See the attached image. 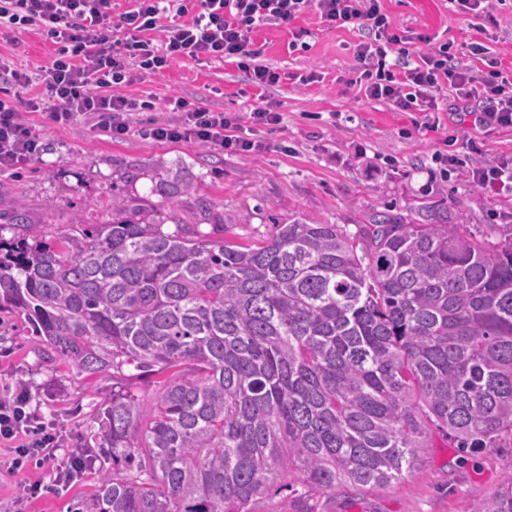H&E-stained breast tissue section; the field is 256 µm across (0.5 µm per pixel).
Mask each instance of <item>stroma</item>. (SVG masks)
I'll use <instances>...</instances> for the list:
<instances>
[{"instance_id":"35a3bbf8","label":"stroma","mask_w":512,"mask_h":512,"mask_svg":"<svg viewBox=\"0 0 512 512\" xmlns=\"http://www.w3.org/2000/svg\"><path fill=\"white\" fill-rule=\"evenodd\" d=\"M399 34L427 35L455 48L479 42L503 66L512 65V0H491L494 25L476 30L477 17L455 12L449 0H382ZM356 30L336 29L308 11L293 26L256 29L251 42L260 61L280 75L267 100L283 120L275 129L246 125V138L258 150L227 154L186 142H158L145 131L173 120L166 103L181 96L215 111H251L255 89L229 62L175 63L161 75L144 74L120 88V95L151 102L136 114L128 136L98 135L90 122L49 124L44 113H28L41 135L42 155L21 168L0 172V237L15 210L34 224H68L75 213L84 221L112 219V193L135 194L154 206L167 224H183L211 238L233 243L261 242L275 225L294 220L338 224L355 231L371 214L407 213L419 203L438 202L449 215L466 218L468 230L485 233L495 225L492 243L512 241V195L470 185L461 176L442 178L431 156L448 133L459 142L474 139L471 166L512 160V127L479 128L466 112L442 110L435 131L416 129L415 113L398 112L365 96L355 79L359 63ZM56 46L42 31L15 29L0 39V58L39 74L50 66ZM316 72L317 82L298 77ZM187 182L176 197L157 191L162 182ZM17 385L30 394V408L42 422L57 425L66 458L88 438L96 409L112 396V378H88L63 362L42 358V343L23 318L0 312V390ZM512 479V434L496 447L459 449L441 432L432 435L416 470L389 487L344 488L299 502L290 492L264 500L256 512H471L495 487ZM97 468L83 478L28 502L22 512H83L96 490Z\"/></svg>"}]
</instances>
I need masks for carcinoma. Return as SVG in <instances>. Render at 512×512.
I'll list each match as a JSON object with an SVG mask.
<instances>
[{
    "instance_id": "cac0c4a2",
    "label": "carcinoma",
    "mask_w": 512,
    "mask_h": 512,
    "mask_svg": "<svg viewBox=\"0 0 512 512\" xmlns=\"http://www.w3.org/2000/svg\"><path fill=\"white\" fill-rule=\"evenodd\" d=\"M423 203L350 233L295 220L237 244L112 197V222L18 214L0 231V309L43 358L112 373L85 512H256L385 487L432 431L459 448L512 432V242ZM153 375L155 391L131 388ZM472 512H512V483Z\"/></svg>"
}]
</instances>
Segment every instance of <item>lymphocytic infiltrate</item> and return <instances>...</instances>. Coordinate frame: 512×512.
<instances>
[{
	"instance_id": "1",
	"label": "lymphocytic infiltrate",
	"mask_w": 512,
	"mask_h": 512,
	"mask_svg": "<svg viewBox=\"0 0 512 512\" xmlns=\"http://www.w3.org/2000/svg\"><path fill=\"white\" fill-rule=\"evenodd\" d=\"M337 28L367 31L353 48L362 69L357 79L367 97L384 100L400 112L440 108V93L451 88L458 109L475 114L479 126L512 125V76L487 55L483 44L467 47L469 63L451 53L450 43L427 44L410 51L409 36L395 32L381 0H133L131 9L113 14L112 0H0V30L41 29L58 46L56 57L39 78L0 61V83L23 91L41 81L45 92L29 98L30 111L47 112L57 125L94 117L95 130L116 140L131 129L138 103L113 94L112 86L129 84L139 74H163L175 62L191 59L233 61L250 83L265 91L280 74L258 63L251 48L253 31L263 25H288L306 11ZM191 22H184V15ZM164 32L156 40L155 32ZM180 113L175 123H161L149 135L159 142H188L226 153H248L256 145L242 137L240 115L192 106L185 98L167 101ZM431 161L442 176L467 170L470 181L496 193H512V163L467 168L453 138ZM42 142L34 126L11 99L0 98V171L37 158ZM29 394L19 388L0 398V446L10 448L8 471L26 462L49 467L47 480L24 484L20 497L30 500L61 481L81 475L79 457L58 460L60 437L53 426L28 412Z\"/></svg>"
}]
</instances>
